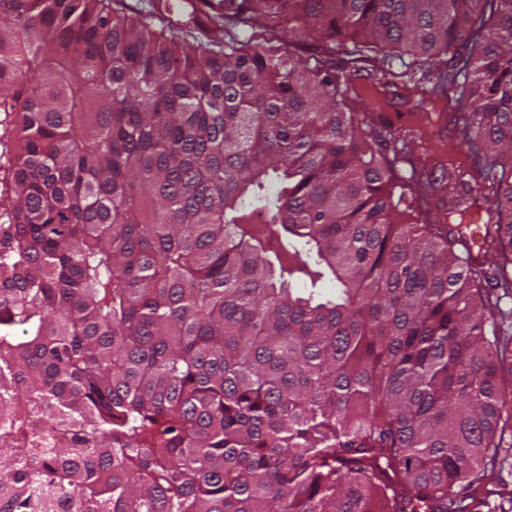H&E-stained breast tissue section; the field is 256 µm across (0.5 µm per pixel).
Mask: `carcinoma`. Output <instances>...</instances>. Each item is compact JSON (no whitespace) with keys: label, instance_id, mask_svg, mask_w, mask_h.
I'll use <instances>...</instances> for the list:
<instances>
[{"label":"carcinoma","instance_id":"carcinoma-1","mask_svg":"<svg viewBox=\"0 0 512 512\" xmlns=\"http://www.w3.org/2000/svg\"><path fill=\"white\" fill-rule=\"evenodd\" d=\"M212 9L190 43L0 0V512H512V0ZM317 34L353 63L481 43L434 82L492 189L479 241L408 197L352 74L265 51Z\"/></svg>","mask_w":512,"mask_h":512}]
</instances>
